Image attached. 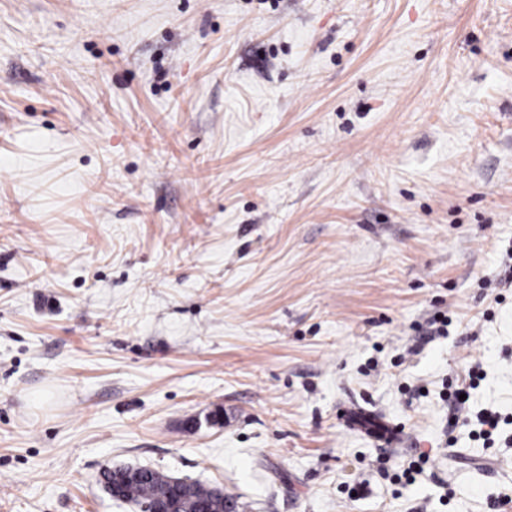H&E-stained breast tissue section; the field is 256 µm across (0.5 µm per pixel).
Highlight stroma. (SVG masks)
I'll return each instance as SVG.
<instances>
[{
  "mask_svg": "<svg viewBox=\"0 0 512 512\" xmlns=\"http://www.w3.org/2000/svg\"><path fill=\"white\" fill-rule=\"evenodd\" d=\"M510 264L512 0H0V512H488ZM478 430H473L475 436L482 438L484 444L491 446L494 444V436L498 433L501 416L494 412H480L476 415ZM141 467L144 471L143 478L127 484L121 490L120 496L115 499L134 505L143 502L137 506L136 511L138 512H181L176 511V505L173 501L166 500L162 496L148 501L153 496L158 486L168 483L167 479L169 474L150 467Z\"/></svg>",
  "mask_w": 512,
  "mask_h": 512,
  "instance_id": "35a3bbf8",
  "label": "stroma"
}]
</instances>
